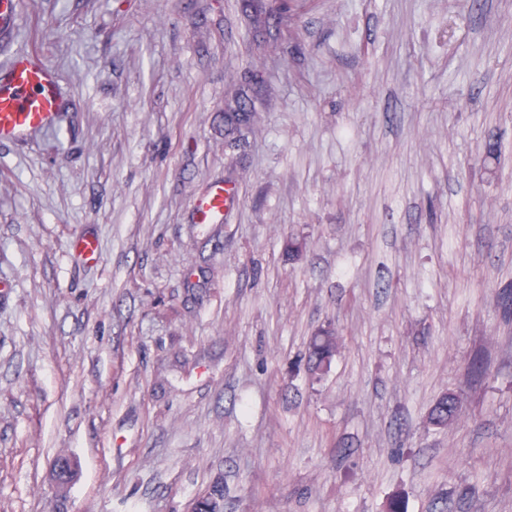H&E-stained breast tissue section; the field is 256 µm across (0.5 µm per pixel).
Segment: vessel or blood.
<instances>
[{
  "label": "vessel or blood",
  "instance_id": "b4317fda",
  "mask_svg": "<svg viewBox=\"0 0 512 512\" xmlns=\"http://www.w3.org/2000/svg\"><path fill=\"white\" fill-rule=\"evenodd\" d=\"M59 78L32 52L18 53L0 71V143L19 144L37 131L56 128L62 109ZM224 187L216 184L196 202L199 223L224 215Z\"/></svg>",
  "mask_w": 512,
  "mask_h": 512
}]
</instances>
